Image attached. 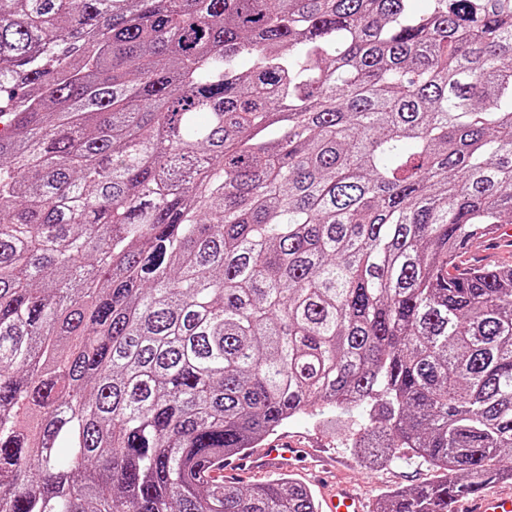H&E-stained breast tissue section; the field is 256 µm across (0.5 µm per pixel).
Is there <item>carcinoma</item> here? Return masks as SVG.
Segmentation results:
<instances>
[{
  "label": "carcinoma",
  "mask_w": 512,
  "mask_h": 512,
  "mask_svg": "<svg viewBox=\"0 0 512 512\" xmlns=\"http://www.w3.org/2000/svg\"><path fill=\"white\" fill-rule=\"evenodd\" d=\"M416 2L0 0V512H319L206 478L316 405L512 481V0Z\"/></svg>",
  "instance_id": "cac0c4a2"
}]
</instances>
